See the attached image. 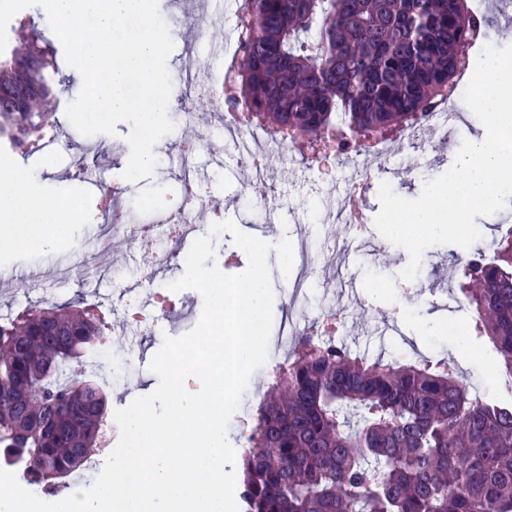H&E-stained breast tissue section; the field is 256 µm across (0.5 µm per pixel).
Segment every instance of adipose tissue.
<instances>
[{
    "mask_svg": "<svg viewBox=\"0 0 512 512\" xmlns=\"http://www.w3.org/2000/svg\"><path fill=\"white\" fill-rule=\"evenodd\" d=\"M70 199L48 203L33 178L23 167L0 165V246L15 250L33 249L48 236L62 234L75 223Z\"/></svg>",
    "mask_w": 512,
    "mask_h": 512,
    "instance_id": "ef3b65f1",
    "label": "adipose tissue"
}]
</instances>
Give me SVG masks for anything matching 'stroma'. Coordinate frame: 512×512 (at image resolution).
<instances>
[{
    "label": "stroma",
    "mask_w": 512,
    "mask_h": 512,
    "mask_svg": "<svg viewBox=\"0 0 512 512\" xmlns=\"http://www.w3.org/2000/svg\"><path fill=\"white\" fill-rule=\"evenodd\" d=\"M163 18H176L181 35L174 41L169 57L173 72L188 69L196 59L204 57L211 42L223 40L226 24L214 19L206 30H198L192 14L176 0H158ZM482 15L488 25L487 37L498 47L512 45V0H482ZM81 82L68 79L57 86L58 106L55 127L48 130L39 148L31 154L13 152L0 142V161H12L27 169L38 180L48 198L64 195L76 203L79 219L69 225L62 240H48L35 250L14 251L0 247V313L12 315L41 301L65 303L76 299L101 305L112 321V334L117 341L110 349L115 357L135 350V375L127 381L113 382L107 390L108 408L128 406L141 392L155 391L159 379L149 363L162 345L151 337H134L121 315V298L113 282L145 263L142 252L117 241L113 248L121 254L120 262L84 264L81 261L87 243L102 220L98 207L99 195L105 189L120 190L123 204L132 212L153 216L154 212L175 209L180 200V184L174 176V158L179 154L183 133L202 139L207 153L200 164H209L212 156L224 161V175L217 180L210 195L217 202V212L206 215L199 224L198 235H206L211 223L233 220L238 228L260 239L287 238L289 244L309 235L345 241L347 226L341 213L346 187L345 173L324 165L321 156L304 153L295 162L280 161L269 166L264 179L267 196L263 206L251 204L240 194L239 175L245 163L225 141L215 138L216 116L206 123L184 126L176 124L161 148V155L152 177L136 182L121 179L117 169L128 150L125 140L129 124H117L116 134L86 136L68 121L66 108L79 94ZM485 133L483 124L474 114H467L465 124L453 129L448 139L434 140L426 148L395 146L391 156L362 155L361 166L367 179L355 203L364 215L368 237L378 244V251L345 250L337 259L335 273L312 280L313 300L324 308L343 311V325L338 333L352 353L361 356L385 354L386 357L411 362L422 357L445 358L453 363L459 375L484 395H494L489 377L496 372V356L490 347L465 339L466 315L460 308V293L452 273L455 266L467 260L471 249L456 245H438L427 249L414 283L400 280V271L408 264L404 249L384 238L375 225L380 210L379 186L389 182L395 193L407 199L420 195L426 181L445 173L453 164L462 141L479 142ZM93 144L85 159L88 179L72 175L70 164L75 145ZM189 245H182L173 254L164 270L155 272L154 291L167 294L171 311L166 333L182 336L198 323L203 299L199 292L187 289L170 291L169 285L185 272ZM50 269L51 277L39 285L25 287L20 274L35 264ZM271 285L275 295L273 321L281 323L291 312L289 281L296 267L292 255L272 252L268 255ZM444 281V288L430 291L429 283ZM485 362L487 372L473 374L468 368L471 357ZM9 488L24 504L36 505V512H64L61 495L45 494L40 486L16 479L11 468L0 467V488Z\"/></svg>",
    "instance_id": "stroma-1"
}]
</instances>
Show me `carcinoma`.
I'll return each instance as SVG.
<instances>
[{"label": "carcinoma", "instance_id": "carcinoma-1", "mask_svg": "<svg viewBox=\"0 0 512 512\" xmlns=\"http://www.w3.org/2000/svg\"><path fill=\"white\" fill-rule=\"evenodd\" d=\"M228 106L314 146L369 149L448 98L485 19L467 0H242ZM27 31L0 54V138L31 152L54 126L59 69ZM469 329L512 379V231L459 268ZM109 324L76 300L0 325V460L47 492L110 432L104 385L73 364ZM245 512H512V396H476L448 359L354 355L297 339L258 396Z\"/></svg>", "mask_w": 512, "mask_h": 512}]
</instances>
